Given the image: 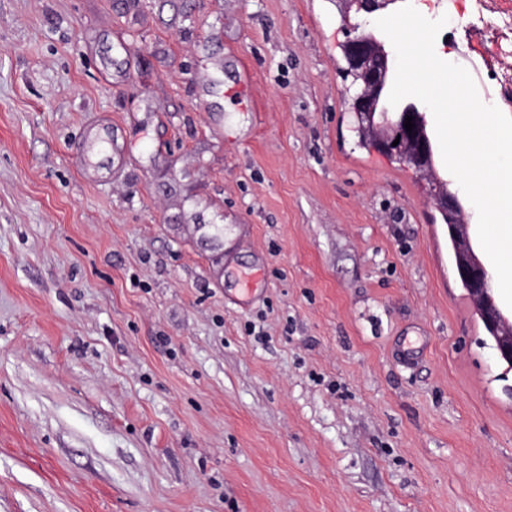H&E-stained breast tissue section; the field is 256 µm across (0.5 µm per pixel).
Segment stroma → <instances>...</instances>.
Segmentation results:
<instances>
[{
  "mask_svg": "<svg viewBox=\"0 0 512 512\" xmlns=\"http://www.w3.org/2000/svg\"><path fill=\"white\" fill-rule=\"evenodd\" d=\"M345 38L336 0H0V512H512V371Z\"/></svg>",
  "mask_w": 512,
  "mask_h": 512,
  "instance_id": "stroma-1",
  "label": "stroma"
}]
</instances>
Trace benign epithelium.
Returning <instances> with one entry per match:
<instances>
[{"label":"benign epithelium","instance_id":"obj_1","mask_svg":"<svg viewBox=\"0 0 512 512\" xmlns=\"http://www.w3.org/2000/svg\"><path fill=\"white\" fill-rule=\"evenodd\" d=\"M396 0H336L344 23L351 16L369 15L385 9ZM353 34L342 44L345 72L351 78L348 89L350 112L356 115L359 129L367 134L371 146L394 156L421 174L428 184L433 205L452 224L455 238H469L464 207L458 195L436 174L434 149L427 132L428 107L416 98L402 100L393 107L388 102L389 88L395 77L394 58L384 38L352 25ZM414 127H404L406 117ZM458 276L471 296L484 326L494 341L498 359L512 370V321L499 308L491 287V276L472 244L456 255Z\"/></svg>","mask_w":512,"mask_h":512}]
</instances>
